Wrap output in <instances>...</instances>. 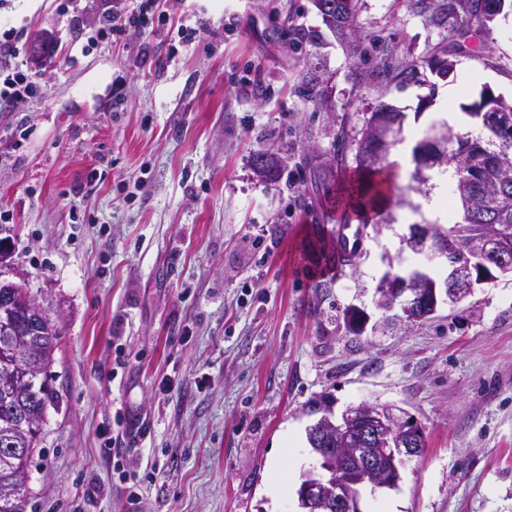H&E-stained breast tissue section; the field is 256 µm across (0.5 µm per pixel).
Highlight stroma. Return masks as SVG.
<instances>
[{
    "label": "stroma",
    "mask_w": 512,
    "mask_h": 512,
    "mask_svg": "<svg viewBox=\"0 0 512 512\" xmlns=\"http://www.w3.org/2000/svg\"><path fill=\"white\" fill-rule=\"evenodd\" d=\"M442 3L359 0L341 39L312 0H182L151 35L84 49L65 7L90 32L107 0H0L40 87L0 112V247L61 332L26 512H297L324 397L393 403L424 429L399 490L362 491V512H512V275L385 324L386 273L446 278L402 243L400 212L427 222L411 160L353 263L321 288L300 257L348 221L339 135L376 105L422 127L450 86L460 111L487 88L512 99V0L486 30ZM433 54L448 76L420 66ZM383 58L399 77L375 76Z\"/></svg>",
    "instance_id": "stroma-1"
}]
</instances>
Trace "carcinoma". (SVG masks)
<instances>
[{"mask_svg": "<svg viewBox=\"0 0 512 512\" xmlns=\"http://www.w3.org/2000/svg\"><path fill=\"white\" fill-rule=\"evenodd\" d=\"M319 1L334 12L336 26L333 30L341 32L348 20H356L358 0H314ZM487 2L489 0H469L468 14L461 18V23L468 24L475 19L483 28H489L484 21ZM471 137L469 132L460 134L445 148V170L454 186L450 218L453 225L463 229L460 246L464 249L468 240L476 238L488 224L503 227L512 238V133L487 145L481 157L471 149ZM341 145L344 151L355 150L356 180L347 187L348 196H357L370 223L385 222L384 214L396 189V175L391 165L386 162L377 166L366 164L361 155L367 151L368 143L362 138L350 142L343 139ZM477 164L483 165V177L472 182L470 169ZM338 245L336 239L321 237L308 244V250L328 268L344 263L338 257ZM2 328L10 330L12 335H0V369L11 362L12 351L17 347L24 348L30 363L37 364V369L21 373L9 386H0V512H26L28 466L37 447L40 426L28 429L21 436L15 435V426L30 417L38 423L43 421L49 390L42 377L46 376L60 334L42 314H33L20 296L12 307L0 313Z\"/></svg>", "mask_w": 512, "mask_h": 512, "instance_id": "carcinoma-1", "label": "carcinoma"}]
</instances>
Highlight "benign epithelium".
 <instances>
[{
	"label": "benign epithelium",
	"instance_id": "7a95c632",
	"mask_svg": "<svg viewBox=\"0 0 512 512\" xmlns=\"http://www.w3.org/2000/svg\"><path fill=\"white\" fill-rule=\"evenodd\" d=\"M403 116L388 114L371 121L365 139L370 143V162L385 156L392 136ZM500 133L497 118L486 120L472 146L484 150ZM445 135L438 134L419 151L421 166H433L445 160ZM498 233L488 231L474 239L469 252L455 262H447L445 287L437 289L430 276L418 273L407 277H388L378 289L377 309L387 313L399 310L409 321L430 316L439 302L455 304L468 297L474 288L492 279L491 269L501 273L512 270L503 260V248L496 245ZM458 233L419 225L403 238L412 251H428V260L446 258L455 253ZM319 418L307 428V440L318 465L302 475L297 490L298 512H362L360 489L395 490L407 462L420 456L425 448L422 426L395 404L361 402L334 416L331 408L319 409ZM336 438V448L327 451L321 444Z\"/></svg>",
	"mask_w": 512,
	"mask_h": 512
}]
</instances>
